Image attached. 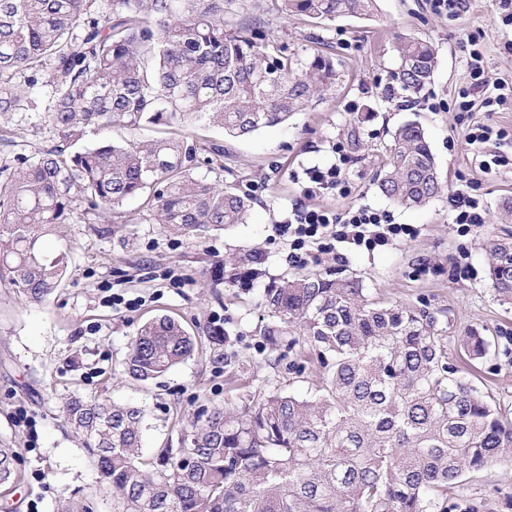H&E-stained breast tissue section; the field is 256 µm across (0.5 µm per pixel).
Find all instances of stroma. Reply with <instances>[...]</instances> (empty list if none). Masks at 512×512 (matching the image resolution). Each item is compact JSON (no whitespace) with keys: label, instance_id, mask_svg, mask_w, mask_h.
<instances>
[{"label":"stroma","instance_id":"stroma-1","mask_svg":"<svg viewBox=\"0 0 512 512\" xmlns=\"http://www.w3.org/2000/svg\"><path fill=\"white\" fill-rule=\"evenodd\" d=\"M229 27L260 24L270 40L308 59L326 51L336 59L339 78L287 123L233 139L221 128L200 126L194 143L224 147V168L197 173L223 183L250 200L247 223L202 237L174 235L145 211L141 199L121 208L124 226H93L76 218L48 237L47 246L68 248L58 290L43 304L25 303L8 274H0V446L15 448L18 485L0 490V512H54L59 500L94 492L98 474L62 413L73 394H98L136 403L148 412L141 455L155 459L160 448L177 444L183 426L203 408L224 404L236 411L260 390L277 386L298 393L306 378L288 371L289 337L270 344L266 288L308 273L360 280L370 298L402 305L427 302L444 330V345L455 350L466 328L486 335L512 332V308L500 305L487 279L490 244L512 240V223L501 221L512 202V170L481 172L464 141L476 123L512 132V103L496 111H433L431 103L454 102L469 85V35H477L488 77L512 82V27L503 25L497 0H469L454 21L430 12L425 0H376L372 17H339L322 24L294 15L282 17L278 0H234L224 14ZM402 37L430 41L436 49L431 83L420 93L403 92L394 80L396 43ZM33 110L0 113V163L13 153L35 156L57 141L42 120L49 87L32 92ZM418 123L425 131L443 191L422 208H406L383 196L377 180L385 170L396 128ZM345 146L349 196L304 197L305 168L332 163L333 143ZM474 183L484 222L462 236L452 222V190ZM313 202L341 211L366 205L390 212L396 223L418 227L415 239L367 254L337 246L311 249L306 263H289L288 241L275 226L292 208ZM262 264H253L254 253ZM121 297L118 305L109 296ZM167 315L198 341L197 352L150 382L130 378L123 361L128 343L145 321ZM222 317L218 336L212 321ZM476 384L512 418V360L480 365ZM27 411L32 428L16 423ZM453 512H512V463L493 462L465 474L450 500Z\"/></svg>","mask_w":512,"mask_h":512}]
</instances>
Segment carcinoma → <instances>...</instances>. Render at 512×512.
Wrapping results in <instances>:
<instances>
[{"label": "carcinoma", "instance_id": "obj_1", "mask_svg": "<svg viewBox=\"0 0 512 512\" xmlns=\"http://www.w3.org/2000/svg\"><path fill=\"white\" fill-rule=\"evenodd\" d=\"M233 0H0V112L34 89L52 88L43 122L59 142L0 166V270L38 304L59 288L65 256L44 237L77 211L113 220L145 197L164 228L205 235L246 221L248 199L195 175L224 170V148L188 137L141 141L165 131L218 126L245 138L285 123L336 84L333 57L304 61L255 27L227 28ZM280 13L318 23L371 15L376 0H279ZM401 89L431 83L436 52L418 38L396 46ZM122 132L86 147L87 129ZM379 190L406 207L442 191L425 131L393 134ZM491 290L512 306V242L491 248ZM267 336H295V358L319 382L305 395L272 387L235 413L217 405L192 421L179 447L150 466L141 459L146 409L72 396L63 413L84 439L112 512H448L463 476L512 458V420L472 380L470 368L512 354V336L469 328L448 354L426 308L371 301L355 278L302 274L264 292ZM195 340L170 316L132 337L125 372L154 379L190 357ZM16 451L0 447V487L18 480ZM56 512H96L68 499Z\"/></svg>", "mask_w": 512, "mask_h": 512}]
</instances>
